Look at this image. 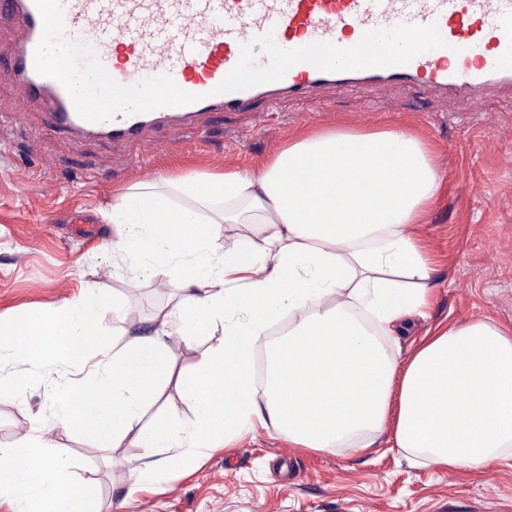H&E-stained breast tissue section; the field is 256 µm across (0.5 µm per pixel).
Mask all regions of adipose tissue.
<instances>
[{
	"label": "adipose tissue",
	"mask_w": 512,
	"mask_h": 512,
	"mask_svg": "<svg viewBox=\"0 0 512 512\" xmlns=\"http://www.w3.org/2000/svg\"><path fill=\"white\" fill-rule=\"evenodd\" d=\"M346 186L347 197L337 193ZM439 190L431 147L403 131L343 129L289 141L262 173L234 170L135 186L112 205L114 254L178 283L180 299L163 319L184 342L219 333L198 373L180 387L196 419L177 413L142 426L141 415L172 374L162 337L116 346L98 327L100 286L21 322L25 345L0 339V393L8 370L36 362L51 380L55 419L118 447L136 436L151 454L142 478L161 474L160 448L184 463L211 437L272 425L306 448L372 447L383 431L392 445L448 469L512 458V330L489 320L451 322L406 358L383 337L408 332L430 295L431 261L418 227ZM187 197L184 205L175 196ZM257 224L263 252L249 240L216 259L219 225ZM293 324L272 349L269 386L252 385L255 345L271 322ZM82 350L97 360L87 378L64 367ZM0 498L14 512H97L89 481L71 478L69 459L40 440L0 445Z\"/></svg>",
	"instance_id": "ef3b65f1"
}]
</instances>
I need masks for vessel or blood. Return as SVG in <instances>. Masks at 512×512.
<instances>
[{"instance_id": "vessel-or-blood-1", "label": "vessel or blood", "mask_w": 512, "mask_h": 512, "mask_svg": "<svg viewBox=\"0 0 512 512\" xmlns=\"http://www.w3.org/2000/svg\"><path fill=\"white\" fill-rule=\"evenodd\" d=\"M66 38L91 47L118 83L167 74L196 102L105 122L81 118L57 81L34 64L43 22L35 0H0V28L13 38L0 47V70L22 85L17 112L30 102L50 108L63 134L99 136L113 144L151 142L170 151L181 131L214 112L247 111L288 98L313 102L326 91L385 96L419 90L484 111L493 100L512 103V0H61ZM400 23L436 24L443 47L408 64L327 72L308 63L292 66L280 80L221 93L217 87L236 65L243 43L272 33L295 49L313 42L357 44L371 29Z\"/></svg>"}]
</instances>
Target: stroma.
Segmentation results:
<instances>
[{
  "label": "stroma",
  "instance_id": "obj_1",
  "mask_svg": "<svg viewBox=\"0 0 512 512\" xmlns=\"http://www.w3.org/2000/svg\"><path fill=\"white\" fill-rule=\"evenodd\" d=\"M20 93L13 74L0 73V319L45 315L83 288L106 284L125 301L120 315L99 320L106 334L149 336L178 300L175 283L137 271L73 231L76 216L115 230L105 211L128 187L143 182L141 164L158 178L205 180L230 169L261 171L288 141L318 130L352 127L410 131L432 146L440 183L438 197L420 228L433 262L427 315L414 318L399 339L384 338L389 351H410L436 325L488 319L512 328V109L491 105L468 112L451 102H431L419 92L402 95L392 110L365 95L327 93L318 103L281 101L263 125L250 112L226 113L186 130L177 147L113 146L87 136L76 140L53 132L49 114L35 108L24 117L8 108ZM39 137H31V130ZM54 167H45V159ZM216 337L186 343L171 336L173 379L142 417L176 410L192 421L177 377L195 371ZM25 385L21 400L0 401V444L42 438L76 457L78 477L95 482L102 512H512V464L490 469H439L419 465L380 443L367 451H318L288 442L272 426L254 424L200 449L193 465L180 449L163 448L159 479H138L145 460L135 437L120 447L99 446L79 423H54L48 383L32 364L15 367Z\"/></svg>",
  "mask_w": 512,
  "mask_h": 512
}]
</instances>
